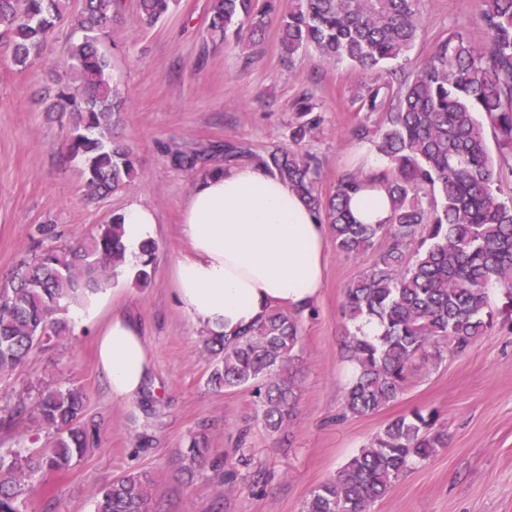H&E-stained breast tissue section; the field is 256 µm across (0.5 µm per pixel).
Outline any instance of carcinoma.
I'll use <instances>...</instances> for the list:
<instances>
[{
	"label": "carcinoma",
	"mask_w": 512,
	"mask_h": 512,
	"mask_svg": "<svg viewBox=\"0 0 512 512\" xmlns=\"http://www.w3.org/2000/svg\"><path fill=\"white\" fill-rule=\"evenodd\" d=\"M67 0H0V40L12 62L26 67L43 53L67 14ZM176 0H138L140 22L163 20ZM120 10V0H82L65 65L73 80L55 95L50 112L68 116L71 159L81 164L89 196L114 193L134 181V149L112 141L114 119L124 100L112 84L110 62L100 51ZM278 20L282 49L292 56L315 49L327 63L347 62L369 75L355 96L360 112L379 121L352 129L369 143L388 170L350 172L334 190L318 192L320 162L303 148L322 125L308 95L298 102L290 143L263 152L224 145V165L256 164L288 182L321 222L331 226L346 257L372 255L363 274L344 293V314L353 330L344 342L353 379L345 391L343 416L376 414L405 389L418 359L459 355L485 335L495 312L489 288L502 290L503 310L512 312V165L494 163L492 135L500 154H512V0H484L479 24L486 43L476 47L461 32L433 44L426 63L411 74L406 60L417 38L421 0H210L208 34L251 41L264 32L270 14ZM206 161L196 151H175L171 162L192 170ZM388 193L387 224H358L348 202L367 179ZM120 217L99 227L76 248L48 247L20 265L0 286V375L24 365L42 343L69 333L60 317L73 303L100 292L121 274L125 262ZM155 244L142 246L135 281L150 279ZM374 320L376 336L361 333ZM300 339L295 314L273 307L253 326L231 336L209 334L205 349L217 356L209 383L217 389H249L271 432L295 415L299 389L291 364ZM87 396L71 385L42 390L36 411L51 430L41 448L19 442L0 448V512H28L33 484L69 468L93 441L82 422ZM438 416L413 411L387 422L338 475L316 487L304 512H370V505L415 465L448 447ZM191 473L210 455L205 434L185 452ZM94 512H151L147 477L126 475L94 495Z\"/></svg>",
	"instance_id": "carcinoma-1"
}]
</instances>
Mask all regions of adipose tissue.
I'll return each instance as SVG.
<instances>
[{
  "mask_svg": "<svg viewBox=\"0 0 512 512\" xmlns=\"http://www.w3.org/2000/svg\"><path fill=\"white\" fill-rule=\"evenodd\" d=\"M349 209L362 224H384L391 215L388 196L375 183L355 194ZM121 216L130 272L142 243L156 237L158 218L137 201ZM181 232L188 250L175 266L176 297L206 331L230 335L258 322L270 307L304 311L320 296L327 227L287 182L263 167L244 164L199 177L183 208ZM98 363L113 399L140 393L151 355L136 318L112 315L99 340Z\"/></svg>",
  "mask_w": 512,
  "mask_h": 512,
  "instance_id": "adipose-tissue-1",
  "label": "adipose tissue"
}]
</instances>
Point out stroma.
I'll return each instance as SVG.
<instances>
[{
    "mask_svg": "<svg viewBox=\"0 0 512 512\" xmlns=\"http://www.w3.org/2000/svg\"><path fill=\"white\" fill-rule=\"evenodd\" d=\"M103 48L125 97L113 126L138 160L139 176L125 189L89 199L78 162L69 160L67 118L47 111L45 89L70 82L63 67L71 23L57 27L31 66H14L0 42V284L31 257L39 226L53 225L60 246L78 245L129 202L158 216L152 275L146 287L127 276L112 280L107 306L71 320L66 339L39 346L29 361L0 377V409L33 404L59 383L84 390L85 418L99 429L97 443L68 470L36 482L33 512H92L93 496L113 480L146 474L155 512H303L310 492L336 476L390 420L419 409L437 412L448 446L414 467L371 512H512V319L496 316L488 336L466 354L417 363L406 391L378 414L341 418L348 384L343 343L349 324L344 291L370 264L349 258L335 242L325 251V284L299 312L295 366L300 397L295 417L267 431L249 390H217L207 381L212 357L204 329L179 307L173 268L184 242L182 206L199 177L172 165L173 151H210L241 143L260 152L286 144L300 95L313 97L325 117L309 143L321 162V193L338 177L364 169L351 131L366 121L354 95L365 74L316 52L293 57L281 49L277 24L256 43L211 39L210 0H177L162 21L139 22L136 0H121ZM482 0H423L422 26L406 63L414 70L433 43L453 32L485 43L476 18ZM139 318L153 354L144 384L156 401L113 400L96 363V341L113 310ZM205 431L213 455L244 458L264 475L252 492L230 488L223 473H187L181 460L190 438Z\"/></svg>",
    "mask_w": 512,
    "mask_h": 512,
    "instance_id": "35a3bbf8",
    "label": "stroma"
}]
</instances>
